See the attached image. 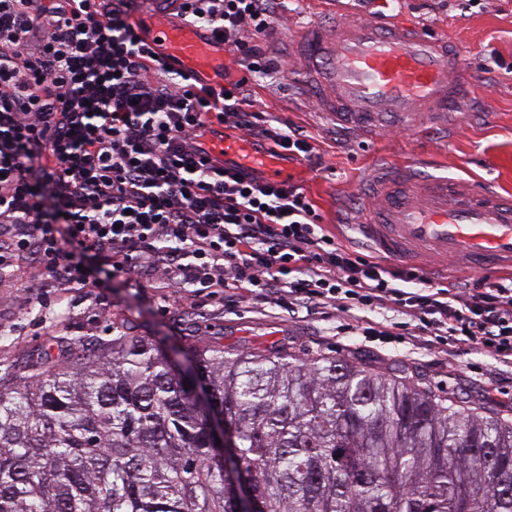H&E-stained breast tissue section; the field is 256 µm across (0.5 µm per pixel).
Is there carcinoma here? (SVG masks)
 <instances>
[{"instance_id":"obj_1","label":"carcinoma","mask_w":512,"mask_h":512,"mask_svg":"<svg viewBox=\"0 0 512 512\" xmlns=\"http://www.w3.org/2000/svg\"><path fill=\"white\" fill-rule=\"evenodd\" d=\"M46 351L0 385V512H512V421L363 364L191 345L185 374L147 336ZM236 446L218 460L208 414Z\"/></svg>"}]
</instances>
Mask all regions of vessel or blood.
Listing matches in <instances>:
<instances>
[{
    "label": "vessel or blood",
    "instance_id": "vessel-or-blood-1",
    "mask_svg": "<svg viewBox=\"0 0 512 512\" xmlns=\"http://www.w3.org/2000/svg\"><path fill=\"white\" fill-rule=\"evenodd\" d=\"M153 38L189 77H221L224 59L202 30L158 20ZM292 51L323 108L369 136L393 121L417 132L448 126L475 84L447 40L370 17L307 29ZM372 188V206L351 225L377 252L410 266L458 257L472 269H512L511 194L411 163L382 169Z\"/></svg>",
    "mask_w": 512,
    "mask_h": 512
}]
</instances>
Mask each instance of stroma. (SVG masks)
Returning <instances> with one entry per match:
<instances>
[{"label":"stroma","mask_w":512,"mask_h":512,"mask_svg":"<svg viewBox=\"0 0 512 512\" xmlns=\"http://www.w3.org/2000/svg\"><path fill=\"white\" fill-rule=\"evenodd\" d=\"M340 15L392 19L448 38L477 76L462 120L422 135L389 131L370 138L320 110L290 66L288 41L311 25L332 29ZM258 41L280 69L275 82H249V101L308 135L315 162L283 157L279 163L337 242L354 241L338 217L369 207L368 180L386 166L418 163L435 175L492 181L512 192V0H283L275 33ZM371 318L388 325L391 336L364 335L356 312L331 306H286L242 290L175 288L158 263L140 258L107 288L68 284L29 258L23 274L0 276V382L19 380L50 340L106 344L113 322L124 319L135 333L168 345L183 337L246 352L277 345L302 358L359 362L407 377L438 398L490 407L512 420V361L461 342L424 339L418 320L392 311Z\"/></svg>","instance_id":"stroma-1"}]
</instances>
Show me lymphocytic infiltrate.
<instances>
[{
  "label": "lymphocytic infiltrate",
  "mask_w": 512,
  "mask_h": 512,
  "mask_svg": "<svg viewBox=\"0 0 512 512\" xmlns=\"http://www.w3.org/2000/svg\"><path fill=\"white\" fill-rule=\"evenodd\" d=\"M248 76L219 87L182 75L130 21L131 0H0V268L29 256L58 278L99 286L133 256L155 257L174 287L416 317L429 335L512 351V282L459 295L327 238L302 188L210 155L208 119L312 159L303 132L245 96L278 68L256 44L278 0H170ZM416 282L420 291H407Z\"/></svg>",
  "instance_id": "obj_1"
}]
</instances>
